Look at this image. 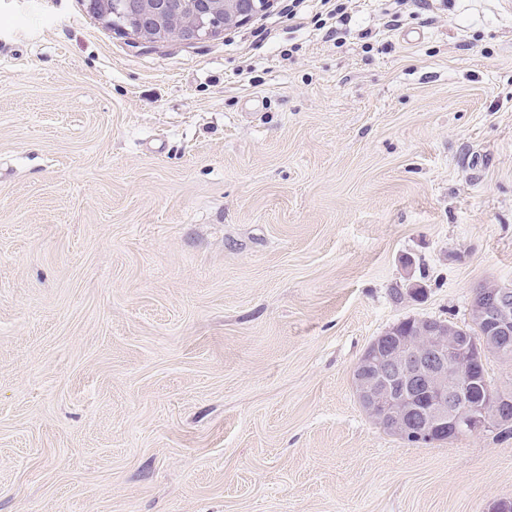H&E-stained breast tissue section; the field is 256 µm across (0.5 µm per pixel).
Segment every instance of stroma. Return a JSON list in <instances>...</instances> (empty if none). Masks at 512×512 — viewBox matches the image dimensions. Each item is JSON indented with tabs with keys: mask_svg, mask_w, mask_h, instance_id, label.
<instances>
[{
	"mask_svg": "<svg viewBox=\"0 0 512 512\" xmlns=\"http://www.w3.org/2000/svg\"><path fill=\"white\" fill-rule=\"evenodd\" d=\"M339 2L135 47L0 0V512L512 500V430L404 442L351 383L512 284V0Z\"/></svg>",
	"mask_w": 512,
	"mask_h": 512,
	"instance_id": "35a3bbf8",
	"label": "stroma"
}]
</instances>
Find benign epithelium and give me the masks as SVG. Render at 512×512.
Returning <instances> with one entry per match:
<instances>
[{"instance_id":"1","label":"benign epithelium","mask_w":512,"mask_h":512,"mask_svg":"<svg viewBox=\"0 0 512 512\" xmlns=\"http://www.w3.org/2000/svg\"><path fill=\"white\" fill-rule=\"evenodd\" d=\"M274 0H87V8L115 32L139 44L168 40L195 43L240 27L267 12ZM472 328L443 320L413 318V331L399 324L365 349L352 372L357 399L385 432L407 441L456 440L512 425V398L490 387L475 392L467 369L485 354L512 361V285L478 289L470 307Z\"/></svg>"}]
</instances>
